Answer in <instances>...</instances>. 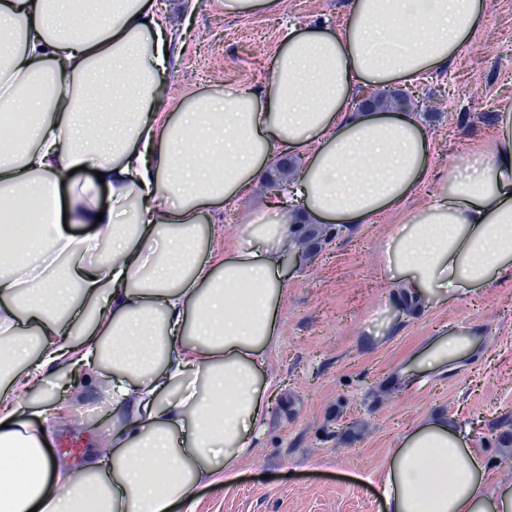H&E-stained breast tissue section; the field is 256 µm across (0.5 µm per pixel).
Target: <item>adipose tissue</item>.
I'll list each match as a JSON object with an SVG mask.
<instances>
[{"mask_svg": "<svg viewBox=\"0 0 512 512\" xmlns=\"http://www.w3.org/2000/svg\"><path fill=\"white\" fill-rule=\"evenodd\" d=\"M486 15L485 0H347L343 26L289 27L265 84L173 106L154 0H0V111L28 131L0 147V222L22 230L0 249V512H193L197 487L235 477L268 421L299 223H371L429 175L414 113L352 101L445 69ZM287 153L303 161L287 189L216 249L214 209ZM80 166L107 205L67 184ZM103 245L111 265L87 262ZM387 272L415 310L512 275V104L395 229ZM106 350L91 384L112 383L109 448L59 463L51 424L18 420L20 388ZM383 471L381 512H512V478L444 414Z\"/></svg>", "mask_w": 512, "mask_h": 512, "instance_id": "ef3b65f1", "label": "adipose tissue"}]
</instances>
